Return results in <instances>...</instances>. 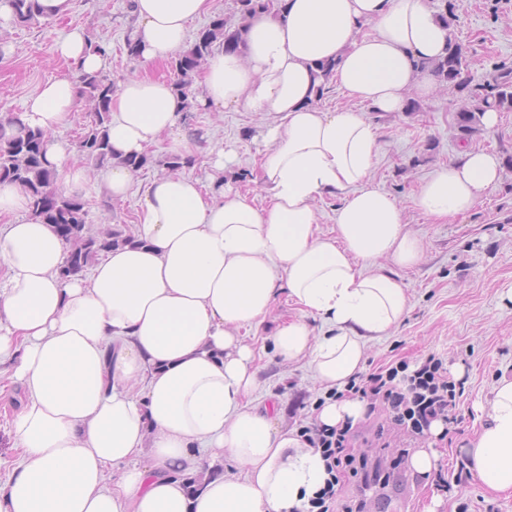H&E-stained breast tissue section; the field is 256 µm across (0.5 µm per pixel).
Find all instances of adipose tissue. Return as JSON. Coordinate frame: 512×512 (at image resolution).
Here are the masks:
<instances>
[{"label": "adipose tissue", "instance_id": "obj_1", "mask_svg": "<svg viewBox=\"0 0 512 512\" xmlns=\"http://www.w3.org/2000/svg\"><path fill=\"white\" fill-rule=\"evenodd\" d=\"M210 0H136L134 40L144 65L167 60ZM245 55L216 49L203 101L273 115L261 132L256 208L227 188L168 174L146 187L131 243L106 252L90 276L62 278L57 229L22 219L18 185L0 183V367L23 392L13 420L19 460L0 485V512H309L330 475L320 449L281 427L276 408L252 403L258 379L241 331L260 325L287 292L299 318L275 329L276 357L306 362L328 394L361 373L369 341L405 316L394 268L423 255L404 209L370 180L379 138L360 113L405 111L437 79L429 65L448 30L428 0H280L252 20ZM353 106L313 103L315 65ZM78 97L71 77L29 98L21 123L45 132L62 193L83 188L84 167L55 137ZM182 101L163 79L134 76L112 101L114 151L104 184L125 198L123 160L163 143L183 155ZM499 157L463 149L412 197L445 223L467 214L501 178ZM337 191L334 234L318 230L316 201ZM320 317L326 335L308 322ZM466 465L493 493H512V379L501 378L487 419L464 447Z\"/></svg>", "mask_w": 512, "mask_h": 512}]
</instances>
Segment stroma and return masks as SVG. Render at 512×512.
Here are the masks:
<instances>
[{
  "label": "stroma",
  "mask_w": 512,
  "mask_h": 512,
  "mask_svg": "<svg viewBox=\"0 0 512 512\" xmlns=\"http://www.w3.org/2000/svg\"><path fill=\"white\" fill-rule=\"evenodd\" d=\"M459 3L452 32L465 51L474 80L490 78L495 65L512 66V0ZM136 26L126 0H72L67 16L41 25L0 17V116L22 112L24 102L46 81L75 75L74 63L58 56L54 45L77 27L89 43L107 44L105 73L114 84L143 73L174 81L168 63L146 68L129 56L126 40ZM418 104L414 112L363 110L379 135L372 182L402 203L405 222L424 247L417 265L393 270L408 291L410 310L390 336L369 343L365 370L377 372L402 361L413 365L431 354L441 357L449 376L464 384L457 406L462 422L445 436L428 432L409 438L393 432L381 443L374 438L375 425L387 419L388 411L381 402H374L351 451L380 457L386 478L366 491L362 512H512V494L488 491L467 471L460 452L485 422L497 381L512 378V301L502 297L512 287V112L500 113L493 130L466 133L457 124L461 95L453 87L438 85ZM270 120V115L241 107H211L197 113L204 141L196 145L194 163L183 168V175L198 180L204 191L229 186L255 207L267 206L268 196L258 183L259 141ZM463 146L498 153L502 178L465 216L435 223L412 206L411 198L422 180ZM220 149L228 157L219 170L213 162ZM146 152L153 164L136 172L121 200L108 195L101 168L81 159V166L92 175L79 194L89 234L109 226L128 232L137 223L138 202L146 185L166 173L160 164L164 150L152 145ZM296 314L287 295H280L258 332L245 333L244 339L256 355V403L274 404L281 425L299 430L314 423L324 392L307 363L282 362L269 346L276 325ZM426 447L436 451L437 460L431 473L421 475L412 468L411 458Z\"/></svg>",
  "instance_id": "obj_1"
}]
</instances>
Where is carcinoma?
Segmentation results:
<instances>
[{"instance_id":"1","label":"carcinoma","mask_w":512,"mask_h":512,"mask_svg":"<svg viewBox=\"0 0 512 512\" xmlns=\"http://www.w3.org/2000/svg\"><path fill=\"white\" fill-rule=\"evenodd\" d=\"M11 16L17 23L36 25L43 19L37 0H8ZM238 23L209 22L194 43L171 58L170 66L177 73L174 91L186 103L183 122L192 125L194 111L202 109L192 91L193 76L198 72L215 46L226 53L244 55L247 49L248 24L258 15L270 11L268 0H236ZM335 62L316 64L315 95L320 98L327 90ZM437 81L453 86L465 99L458 113V124L465 132L479 129L482 115L489 109L512 111V66H496L491 79L475 84L466 64L463 49L454 37H449L444 53L432 63ZM80 96L92 108L93 119L78 139V152L103 167L112 162L114 154L106 134L112 118V99L116 87L103 72L79 71ZM45 133L38 128L16 126L8 133L0 127V182L23 187L29 195L32 214L46 224H53L67 241L69 249L61 269L64 278L81 277L101 252L131 242V237L119 228H109L98 235L86 232L87 211L74 196L55 188V174L44 157Z\"/></svg>"}]
</instances>
